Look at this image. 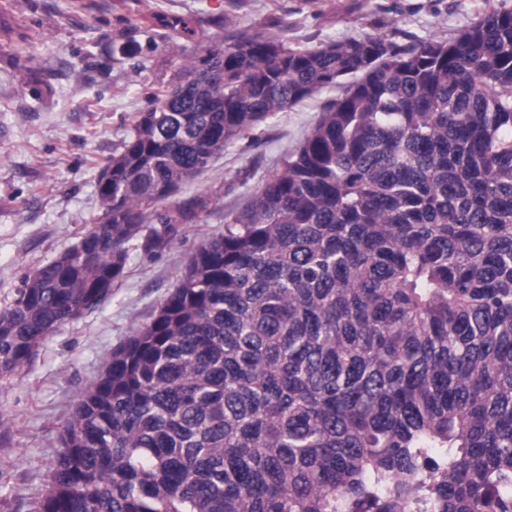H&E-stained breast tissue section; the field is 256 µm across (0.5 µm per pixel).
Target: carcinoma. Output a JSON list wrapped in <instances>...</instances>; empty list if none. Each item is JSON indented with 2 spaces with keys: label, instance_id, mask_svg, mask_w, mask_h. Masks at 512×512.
<instances>
[{
  "label": "carcinoma",
  "instance_id": "carcinoma-1",
  "mask_svg": "<svg viewBox=\"0 0 512 512\" xmlns=\"http://www.w3.org/2000/svg\"><path fill=\"white\" fill-rule=\"evenodd\" d=\"M138 113L0 309V380L165 247L224 148L336 85L63 427L37 512H512V8L446 40L241 35Z\"/></svg>",
  "mask_w": 512,
  "mask_h": 512
}]
</instances>
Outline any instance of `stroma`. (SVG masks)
<instances>
[{"label": "stroma", "mask_w": 512, "mask_h": 512, "mask_svg": "<svg viewBox=\"0 0 512 512\" xmlns=\"http://www.w3.org/2000/svg\"><path fill=\"white\" fill-rule=\"evenodd\" d=\"M502 0H0V308L24 274L52 261L98 217L96 178L136 113L184 61L240 33L315 49L363 34L444 40ZM189 22L183 35L174 20ZM324 90L225 148L182 195L217 203L164 248L128 244L123 280L0 380V512H36L60 434L104 358L148 323L200 242L224 231L262 177L316 123Z\"/></svg>", "instance_id": "obj_1"}]
</instances>
